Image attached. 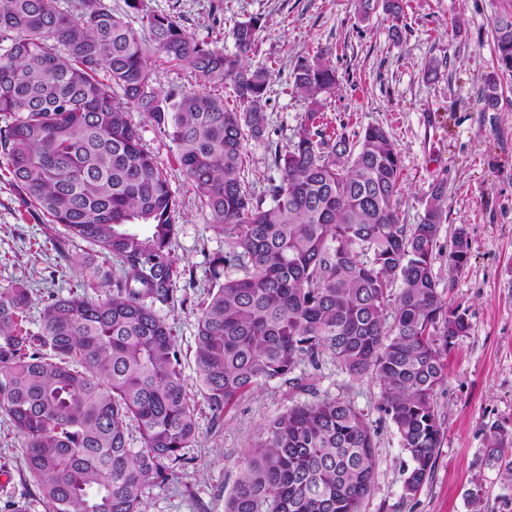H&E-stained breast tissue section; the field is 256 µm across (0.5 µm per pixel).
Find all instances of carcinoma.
<instances>
[{"label": "carcinoma", "mask_w": 512, "mask_h": 512, "mask_svg": "<svg viewBox=\"0 0 512 512\" xmlns=\"http://www.w3.org/2000/svg\"><path fill=\"white\" fill-rule=\"evenodd\" d=\"M126 4L141 14L154 53L190 71L194 84L158 91L138 30L104 0H79L70 12L55 0H0L8 184L46 224L60 257L82 241L115 265L81 262L92 294L50 295L35 331L30 290L0 287V412L25 440V467L46 512H146L144 488L185 461L183 449L199 437L180 353L154 309L174 302L185 274L171 250L177 204L128 120L131 107L177 144L181 171L227 246L213 261L219 283L196 336L213 416L270 381L299 385L295 370L328 354L348 375L378 380L381 409L413 462L407 490L417 491L441 444L434 392L445 377L442 351L470 330L465 313L445 308L433 271L444 183L419 223H399L400 158L388 132L368 125L352 139H328L319 129L322 96L336 86L321 50L289 75L306 118L287 150L271 152L277 176L255 193L244 180L245 143L265 139L275 73L251 61L260 18L235 23L226 52L187 34L171 13ZM357 6L363 17L382 10L400 36L402 0ZM492 36L499 67L512 72L511 8L494 19ZM227 82L231 106L220 93ZM482 103H499L492 76ZM468 251L460 231L449 272L463 269ZM221 267L241 276L223 279ZM238 466L225 512H359L375 475L373 433L356 407L322 398L269 421Z\"/></svg>", "instance_id": "carcinoma-1"}]
</instances>
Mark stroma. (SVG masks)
I'll list each match as a JSON object with an SVG mask.
<instances>
[{
  "label": "stroma",
  "mask_w": 512,
  "mask_h": 512,
  "mask_svg": "<svg viewBox=\"0 0 512 512\" xmlns=\"http://www.w3.org/2000/svg\"><path fill=\"white\" fill-rule=\"evenodd\" d=\"M405 26L393 37L382 12L362 19L354 0H143L144 8L179 16L186 32L220 49L232 46L235 22L261 18L256 62L271 65L267 142L246 144L247 181L269 173L267 143L290 145L308 110L287 86L299 57L326 49L336 68L320 125L326 134L383 127L399 153L404 196L400 221L418 223L436 183H444L447 219L441 226L433 270L446 304L465 312L467 336L443 361L446 377L435 391L442 440L434 473L408 493L412 467L390 419L381 411L376 379L342 372L330 356L318 366L302 364L296 376L310 378L305 391L273 381L240 398L213 420L197 376L195 336L199 310L215 285L211 262L224 253V237L210 226L209 210L183 176L177 147L142 112L130 110L145 147L169 174L178 204L172 252L191 280L176 300L156 305L172 328L181 353L187 391L196 402L199 438L184 449V465L166 469L145 489L146 512H224L239 477V460L259 440L265 425L298 403L336 398L360 410L371 428L376 469L361 512H512V477L489 461L492 433L512 440V72L499 71L492 23L507 0H406ZM461 33H453L454 19ZM438 76L426 78L429 61ZM497 74L499 104L483 110L485 79ZM0 166V287L29 288L31 318L48 295L83 293L78 260L90 251L77 242L68 258L41 249L45 226L19 205V194ZM469 242L466 265L448 270L457 232ZM25 443L0 414V512H44L26 472ZM482 486L480 504L468 496Z\"/></svg>",
  "instance_id": "35a3bbf8"
}]
</instances>
